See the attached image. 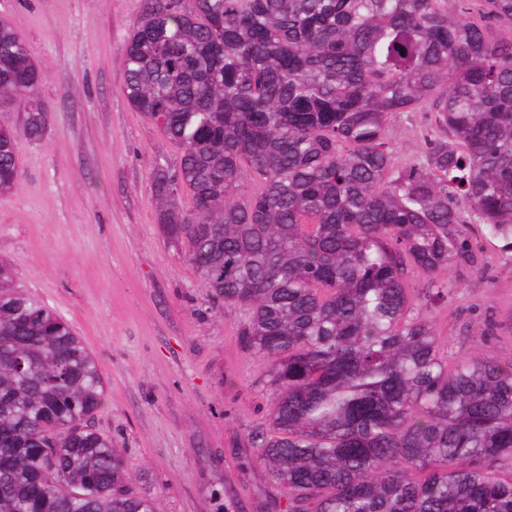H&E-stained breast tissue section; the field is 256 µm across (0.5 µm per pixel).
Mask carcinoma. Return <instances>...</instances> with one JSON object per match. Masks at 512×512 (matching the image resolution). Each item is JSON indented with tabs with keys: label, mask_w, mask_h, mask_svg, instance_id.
<instances>
[{
	"label": "carcinoma",
	"mask_w": 512,
	"mask_h": 512,
	"mask_svg": "<svg viewBox=\"0 0 512 512\" xmlns=\"http://www.w3.org/2000/svg\"><path fill=\"white\" fill-rule=\"evenodd\" d=\"M504 23L512 0H146L127 39L128 101L180 155L154 178L168 238L267 366L248 441L282 512H512V367L451 359L415 311L454 299L465 225L512 228ZM41 82L0 20V99ZM422 104L434 132L397 168L387 120ZM48 120L0 127V193ZM104 400L72 325L0 262V512H155L91 425Z\"/></svg>",
	"instance_id": "cac0c4a2"
}]
</instances>
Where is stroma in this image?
Returning <instances> with one entry per match:
<instances>
[{
	"label": "stroma",
	"instance_id": "obj_1",
	"mask_svg": "<svg viewBox=\"0 0 512 512\" xmlns=\"http://www.w3.org/2000/svg\"><path fill=\"white\" fill-rule=\"evenodd\" d=\"M145 0H0L43 75V137L18 138L19 178L0 194V260L15 282L72 324L108 387L94 427L111 435L156 512H274L245 445L266 424V366L239 342L243 314L211 308L183 248L160 228L153 175L179 154L128 102L123 48ZM424 112H397L386 136L396 166L418 160ZM474 258L444 275L454 300L435 309L448 352L512 366V235L468 231Z\"/></svg>",
	"mask_w": 512,
	"mask_h": 512
}]
</instances>
